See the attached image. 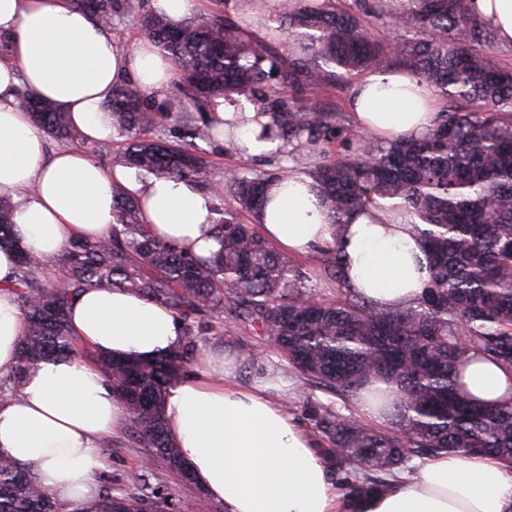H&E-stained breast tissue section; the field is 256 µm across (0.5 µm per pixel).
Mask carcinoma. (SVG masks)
<instances>
[{
	"mask_svg": "<svg viewBox=\"0 0 512 512\" xmlns=\"http://www.w3.org/2000/svg\"><path fill=\"white\" fill-rule=\"evenodd\" d=\"M76 2L108 27L121 15L136 20L175 66L178 109L160 108L134 84L116 86L107 102L112 148L83 142L64 113L29 91L21 92L19 106L55 140L213 195L211 234L219 250L204 258L154 236L138 199L115 182L109 233L76 239L53 260L64 279L60 288L43 276L45 261L22 249L12 205L0 200V249L19 254L12 290L26 318L15 370L0 379V401L39 362L89 355L112 380L133 443L192 486L168 433L166 397L189 374L199 342L195 324L227 309L307 384L347 404L366 391L390 408L381 425L331 407L316 420L348 512L390 489L415 457L488 453L512 461V403L478 402L461 381L476 356L512 370V66L498 61L494 31L469 13L467 0H408L403 11L385 0H279L269 19L286 35L281 50L246 36L231 0H210L208 12L176 29L146 9V0ZM392 65L445 100L433 127L389 142L359 135L350 154L325 155L307 174L330 224L346 223L380 198L400 201L431 256L424 296L401 309L379 308L348 288L335 244L326 246L324 266L335 295L322 298L248 221L264 203L266 184L293 171L287 163L342 131L344 115L308 104L307 91ZM217 98L229 105L244 98L268 115L261 137L281 142L279 172L239 167L209 181L205 146L232 139L237 128L212 119ZM171 124L180 145L162 137ZM86 288L132 291L165 306L183 322L179 346L150 361L88 354L67 325L69 305ZM375 383L387 390L370 389ZM146 478L145 470H133L121 487L102 484L71 511L0 454V512H171L168 496Z\"/></svg>",
	"mask_w": 512,
	"mask_h": 512,
	"instance_id": "obj_1",
	"label": "carcinoma"
}]
</instances>
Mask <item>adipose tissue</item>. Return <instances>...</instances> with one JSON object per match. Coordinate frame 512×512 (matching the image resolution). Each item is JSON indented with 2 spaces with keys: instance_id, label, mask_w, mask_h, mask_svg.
I'll list each match as a JSON object with an SVG mask.
<instances>
[{
  "instance_id": "adipose-tissue-1",
  "label": "adipose tissue",
  "mask_w": 512,
  "mask_h": 512,
  "mask_svg": "<svg viewBox=\"0 0 512 512\" xmlns=\"http://www.w3.org/2000/svg\"><path fill=\"white\" fill-rule=\"evenodd\" d=\"M467 7L500 43L512 45V0H468ZM174 75L172 62L148 40L121 46L75 0H0V198L14 203V231L26 250L49 262L75 238L106 235L118 182L141 198L155 236L202 256L216 251L212 196L170 178L105 168L78 147L48 153L45 134L17 106L19 92L29 90L65 112L85 141L108 142L113 88L129 81L158 96ZM350 107L360 126L382 139L419 136L436 118L426 84L401 70L366 73L352 89ZM213 114L238 120L234 150L274 153L276 142L258 137L267 118L254 104L233 107L218 99ZM257 223L268 241L295 255L337 242L348 286L378 307L416 305L429 284L427 251L395 200L330 224L312 178L294 171L271 183ZM17 267L15 251L0 250L1 375L14 369L26 329L10 289ZM68 327L97 352L140 360L175 349L182 336L169 309L120 290L81 292ZM237 377L232 357L206 349L193 376L166 397L169 430L206 497L226 512H342L325 459L267 395L282 385L274 370L257 372L244 387L236 386ZM463 382L481 401H512V370L495 361L471 359ZM124 417L95 367L52 358L30 369L17 393L0 402V454L31 469L42 489L74 507L89 498L104 466L100 443ZM359 512H512V463L441 453L390 491L364 500Z\"/></svg>"
}]
</instances>
